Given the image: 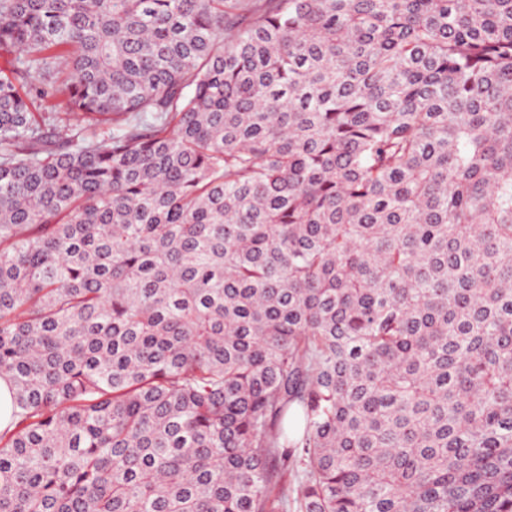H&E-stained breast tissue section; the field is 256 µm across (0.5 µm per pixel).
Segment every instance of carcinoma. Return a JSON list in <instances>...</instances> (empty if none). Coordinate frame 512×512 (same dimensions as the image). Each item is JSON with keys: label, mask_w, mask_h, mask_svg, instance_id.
Wrapping results in <instances>:
<instances>
[{"label": "carcinoma", "mask_w": 512, "mask_h": 512, "mask_svg": "<svg viewBox=\"0 0 512 512\" xmlns=\"http://www.w3.org/2000/svg\"><path fill=\"white\" fill-rule=\"evenodd\" d=\"M2 54L0 512H512V0H0Z\"/></svg>", "instance_id": "1"}]
</instances>
